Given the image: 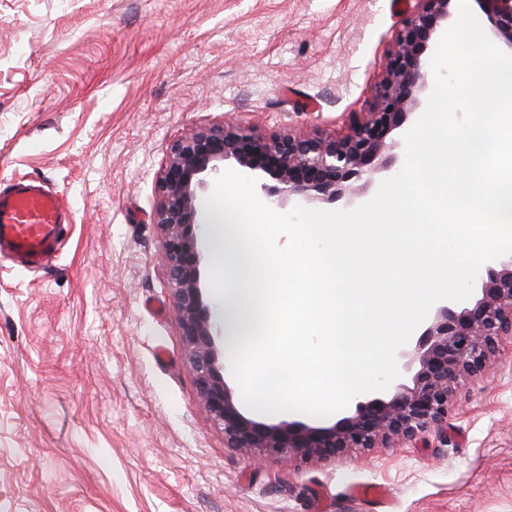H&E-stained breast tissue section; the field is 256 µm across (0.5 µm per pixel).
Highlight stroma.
<instances>
[{"label":"stroma","instance_id":"stroma-1","mask_svg":"<svg viewBox=\"0 0 512 512\" xmlns=\"http://www.w3.org/2000/svg\"><path fill=\"white\" fill-rule=\"evenodd\" d=\"M415 6L0 0V189L41 179L72 214L44 270L0 257V512H512V339L447 436L254 462L200 404L153 222L182 134L343 133Z\"/></svg>","mask_w":512,"mask_h":512}]
</instances>
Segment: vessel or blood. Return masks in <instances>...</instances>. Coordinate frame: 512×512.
I'll return each mask as SVG.
<instances>
[{"instance_id":"b4317fda","label":"vessel or blood","mask_w":512,"mask_h":512,"mask_svg":"<svg viewBox=\"0 0 512 512\" xmlns=\"http://www.w3.org/2000/svg\"><path fill=\"white\" fill-rule=\"evenodd\" d=\"M69 211L62 198L34 179L14 181L0 190V256L34 270L56 252Z\"/></svg>"}]
</instances>
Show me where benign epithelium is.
<instances>
[{
	"mask_svg": "<svg viewBox=\"0 0 512 512\" xmlns=\"http://www.w3.org/2000/svg\"><path fill=\"white\" fill-rule=\"evenodd\" d=\"M395 35L385 73L366 112L349 116L347 132L322 136L289 130L269 138L254 128L222 122L184 134L168 147L158 180L154 223L181 336L198 395L224 432L226 447L288 459H327L373 448L393 437L415 440L448 424L454 385L490 366L499 340L512 337V255L481 268L477 294L468 303L437 302L417 337L406 375L386 391L359 395L331 425L265 423L242 410L224 379V327L212 319L202 283L204 229L198 190L233 161L257 177V190L273 206L299 199L331 203L351 192V182H372L390 162L376 165L396 146L395 135L428 87L427 51L450 17L453 0H419ZM492 37L512 49V0H480ZM270 177L274 183L264 181Z\"/></svg>",
	"mask_w": 512,
	"mask_h": 512,
	"instance_id": "obj_1",
	"label": "benign epithelium"
}]
</instances>
